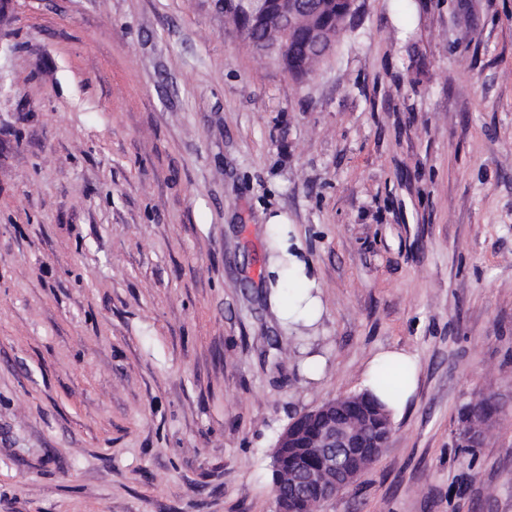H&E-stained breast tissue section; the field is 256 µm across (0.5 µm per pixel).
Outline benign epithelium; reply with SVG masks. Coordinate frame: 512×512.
<instances>
[{
	"label": "benign epithelium",
	"mask_w": 512,
	"mask_h": 512,
	"mask_svg": "<svg viewBox=\"0 0 512 512\" xmlns=\"http://www.w3.org/2000/svg\"><path fill=\"white\" fill-rule=\"evenodd\" d=\"M247 11L254 16L273 15L281 31L291 33L296 29L306 31L307 45L313 54L326 56L336 46V36L318 19V12L312 10L308 0H239ZM311 414L323 417L322 426L309 436L302 434V420L295 417L286 426L276 447H290L303 443L312 449L311 458L318 465L305 466L285 475L288 490L297 497H303L307 489L315 485L320 489V496L311 502L310 510L318 508L336 497V491H344L354 484L352 474L344 467L348 456L366 454L368 448H385L389 443L388 436L376 435L373 439L364 438L362 428L369 417V411L351 406V398L341 396L330 399ZM461 439L468 440L474 448L482 447L485 431L481 425L463 422L459 428Z\"/></svg>",
	"instance_id": "obj_1"
}]
</instances>
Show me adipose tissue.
<instances>
[{
  "label": "adipose tissue",
  "instance_id": "obj_1",
  "mask_svg": "<svg viewBox=\"0 0 512 512\" xmlns=\"http://www.w3.org/2000/svg\"><path fill=\"white\" fill-rule=\"evenodd\" d=\"M270 259L269 302L282 325L305 326L315 323L322 312L321 291L307 262L302 259L300 244L291 236V226L282 214L270 215L266 221ZM388 365L404 368L408 378L399 395H392L378 383L379 372ZM416 364L402 349H387L374 354L365 364L364 390L374 393L392 413L401 412L416 386Z\"/></svg>",
  "mask_w": 512,
  "mask_h": 512
}]
</instances>
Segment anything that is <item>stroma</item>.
<instances>
[{
    "mask_svg": "<svg viewBox=\"0 0 512 512\" xmlns=\"http://www.w3.org/2000/svg\"><path fill=\"white\" fill-rule=\"evenodd\" d=\"M357 6L298 82L221 0H0V512H275L279 434L390 348L415 395L320 512H512V0ZM291 224L282 214L267 218L270 259L269 302L283 326L315 323L322 312L321 291L307 262L300 258V244L292 240ZM285 288L292 290L285 298ZM497 411L498 407L491 398L482 396L475 401L465 404L461 409L460 415L461 418H465L466 421L487 420L492 418ZM466 421L461 422L459 435L463 445H470L472 447L468 448L469 446L460 445V448L473 456L476 453V449L481 448L484 443L485 431L484 429L482 430L481 425ZM467 432H469V434L465 436ZM467 438H470L469 442H467Z\"/></svg>",
    "mask_w": 512,
    "mask_h": 512,
    "instance_id": "stroma-1",
    "label": "stroma"
}]
</instances>
